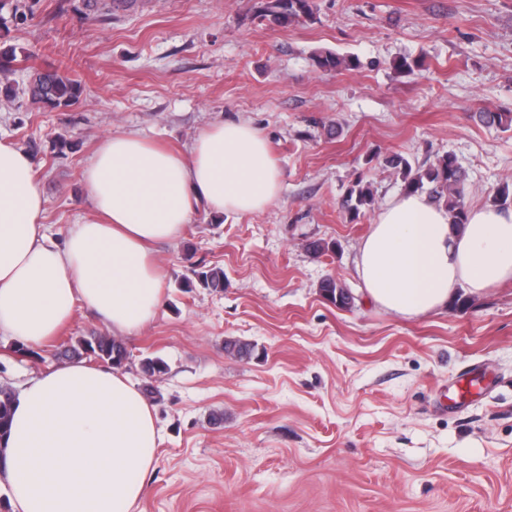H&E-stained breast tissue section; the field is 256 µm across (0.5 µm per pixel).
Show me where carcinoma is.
<instances>
[{
	"label": "carcinoma",
	"instance_id": "1",
	"mask_svg": "<svg viewBox=\"0 0 512 512\" xmlns=\"http://www.w3.org/2000/svg\"><path fill=\"white\" fill-rule=\"evenodd\" d=\"M313 16V0H266L260 8L259 17L271 25L286 27L303 18ZM315 65L323 71H338L356 68L359 60L342 57L331 51H319L314 55ZM83 92L80 81L62 75L56 71L36 72L29 84L32 98L46 105L57 108L70 106L79 100ZM478 120L488 126L503 130L512 129V113L482 111L476 113ZM383 165L402 175L405 188L409 193L427 191L429 198L436 204L444 206L450 213L453 224L466 223L468 208L464 202L463 185L465 174L454 155L447 153L436 159L426 168H413L408 159L399 153L384 157ZM374 204V194L370 183L358 176L354 185L341 204V208L350 219L355 220L364 209ZM192 277L186 279L185 287L200 286L214 291L224 289V269L199 261L191 265ZM343 288L335 278L328 276L319 285L320 293L336 303L340 308H347L352 298H336L337 289ZM224 348L233 351L242 359H249L255 346L238 339L225 341ZM62 354L68 357L82 356L92 352L94 357L112 367H122V360L128 355L125 344L106 336L80 337L76 341L61 344ZM141 371L155 380L166 371V364L160 358L142 360ZM15 394L9 388L0 387V437L7 434L10 426L11 406Z\"/></svg>",
	"mask_w": 512,
	"mask_h": 512
}]
</instances>
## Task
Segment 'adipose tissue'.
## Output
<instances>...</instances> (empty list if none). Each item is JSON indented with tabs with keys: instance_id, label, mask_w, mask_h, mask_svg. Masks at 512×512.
Segmentation results:
<instances>
[{
	"instance_id": "obj_1",
	"label": "adipose tissue",
	"mask_w": 512,
	"mask_h": 512,
	"mask_svg": "<svg viewBox=\"0 0 512 512\" xmlns=\"http://www.w3.org/2000/svg\"><path fill=\"white\" fill-rule=\"evenodd\" d=\"M83 180L93 218L49 241L37 163L0 140V337L43 346L80 304L115 336L139 332L163 299L155 246L180 239L198 211L261 213L281 190L265 139L234 121L213 122L185 153L136 132L106 137ZM356 273L370 301L410 318L461 289L483 294L512 282V209L471 208L458 229L426 197L395 196L362 240ZM161 440L154 407L129 376L66 362L17 396L0 481L14 512H135Z\"/></svg>"
}]
</instances>
